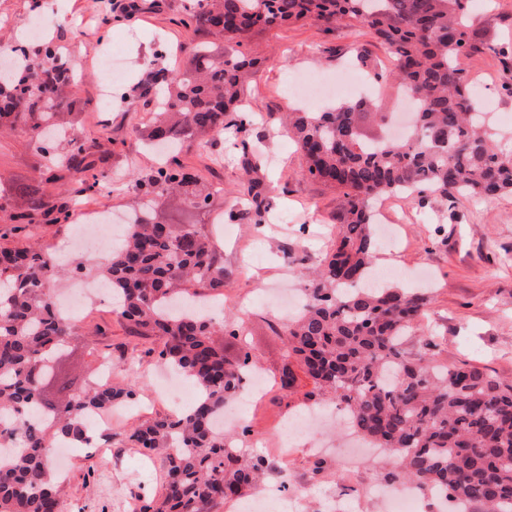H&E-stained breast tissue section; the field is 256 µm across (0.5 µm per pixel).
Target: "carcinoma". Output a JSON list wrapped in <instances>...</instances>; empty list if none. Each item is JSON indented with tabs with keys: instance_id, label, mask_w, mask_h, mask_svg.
<instances>
[{
	"instance_id": "1",
	"label": "carcinoma",
	"mask_w": 512,
	"mask_h": 512,
	"mask_svg": "<svg viewBox=\"0 0 512 512\" xmlns=\"http://www.w3.org/2000/svg\"><path fill=\"white\" fill-rule=\"evenodd\" d=\"M137 7L133 0H102L107 15ZM306 21L328 32L355 24L371 29L388 46L393 68H379L366 54L358 55L360 65L385 88L410 94L417 108L402 140L387 136L388 113L370 99L286 116L305 163L302 176L341 191L344 205L331 252L310 272L303 307L284 323L288 352L278 388L291 391L302 371L313 384L307 400L345 407L350 428L396 460L392 480L482 512H512V383L473 364L438 363L433 342L410 353L405 342L428 299L364 285L375 254L372 200L405 192L421 204L427 192L444 201L512 194V157L500 149L460 67L478 49L469 0H197L185 7L182 26L215 31L234 47L218 55L203 47L192 66L163 74L167 91L156 98L148 140L162 147L165 160L135 180L156 202L142 221L127 225L123 245L100 269L120 299L127 334L150 341L144 355L157 354L200 393L182 414L152 418L128 435L145 453L174 449L165 457L161 495L134 496L138 512H220L224 503L258 493L272 470L267 458L247 454L236 436L214 426L251 363L247 353L227 360L213 339L236 337L235 324L163 309L187 302L199 288L223 294L224 263L209 231L166 224L159 208L173 192L193 209L208 207L212 193L196 188L177 148L238 138L247 126L242 96L261 63L239 46L257 30ZM79 78L52 39L32 55L22 51L0 71V127L37 144L54 141L78 109L71 87ZM47 171L19 187L30 212L16 216L9 232H23L29 242L0 247V447L9 449L0 453V512H62L68 499L54 473L55 444L88 447L87 416L134 395L108 384L74 393L63 386L57 402L43 398L52 358L73 324L55 314L50 284L62 268L34 242L32 213L43 209L61 171L91 173L90 189L109 181L76 137L52 155ZM259 186L251 178L242 184L255 224L266 213Z\"/></svg>"
}]
</instances>
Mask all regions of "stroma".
<instances>
[{"label":"stroma","instance_id":"1","mask_svg":"<svg viewBox=\"0 0 512 512\" xmlns=\"http://www.w3.org/2000/svg\"><path fill=\"white\" fill-rule=\"evenodd\" d=\"M190 2L138 0L139 9L133 16L113 18L107 25L102 21L100 0H0V52L30 40L23 23L40 16L51 18L50 37L68 48L81 74L75 95L82 108L71 133L84 141L93 159L103 160L120 179L111 191L84 192L76 179L64 177L46 204L66 205L69 219L57 224L39 219L34 224L40 243L56 249L63 262L84 260L82 278L98 276L95 259L84 257L80 246L69 243L84 217L102 210L115 217L131 212L141 200L131 174H149L159 163L134 133L135 128H148L152 119L154 105L142 97V89L153 85L159 69H183L199 47L218 51L224 46L223 39L208 31L178 24L184 5ZM471 16L485 48L464 58L461 66L477 95L495 99L501 143L512 145V123L504 120L505 114H512V98L499 94L503 84L512 83V0H471ZM111 41L121 45L129 74L113 85L111 110L102 111L97 107L102 78L97 52ZM493 44L504 47L507 57L491 53ZM361 47L381 67H390L387 48L360 24L332 33L311 22L254 32L242 46L243 52L263 62L247 93L246 109L252 118L247 145L261 159L256 176L268 205L265 223L228 218L230 211L246 207L238 197L242 145L228 138L203 150L188 144L180 153L189 172L211 189L210 207L195 212L173 198L162 212L165 220L203 224L212 232L224 261L223 314L243 325L242 342L225 343V353L234 357L241 347H248L261 373L271 381L261 406L243 418L250 432L245 442L256 452L289 414L303 407L304 394L311 388L303 376L289 393L272 384L287 346L285 336L271 329L279 314L267 287L297 278L324 257L336 240L343 207L341 193L300 174L302 158L280 122L282 112L297 105L288 82L297 74H336L353 63ZM44 171L43 156L23 134H0V247L20 245V238L9 236L8 230L12 215L28 209L29 202L16 188ZM378 208L383 223L395 226L396 236L390 244L377 247L376 270L391 271L392 283L412 289L419 286V273L431 274L427 315L409 336L407 350L417 352L421 340L430 337L438 344L439 363H477L503 380H512V195L490 202L461 196L446 203L430 199L422 205L391 195L379 198ZM79 323L80 330L56 361V381L47 386L46 398L56 399L57 382L79 390L95 381L102 350L92 346L84 327L97 324L106 331L104 344L112 347L113 383L134 390L143 417L168 413L165 400L157 393L153 358L128 359L126 351L136 340L126 335L112 307L90 304ZM132 428L129 421L113 424L112 460L82 448L75 451L67 462L70 500L91 498L105 505L106 512H120L122 500L130 493L158 495L165 454L158 451L143 459L139 450L123 440ZM321 436L328 451L319 453L305 442L296 443L273 459L270 481L275 485L311 483L310 505L319 512H338L339 505L362 498L366 484L380 481L381 472L368 457L359 467L349 466L342 452L346 434L341 425L331 424ZM91 466L111 475V482L85 484L84 475Z\"/></svg>","mask_w":512,"mask_h":512}]
</instances>
